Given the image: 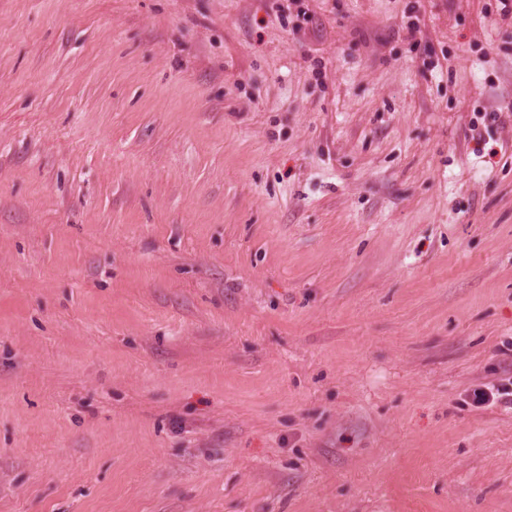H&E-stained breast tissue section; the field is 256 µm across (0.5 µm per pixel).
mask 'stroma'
Masks as SVG:
<instances>
[{"instance_id":"1","label":"stroma","mask_w":512,"mask_h":512,"mask_svg":"<svg viewBox=\"0 0 512 512\" xmlns=\"http://www.w3.org/2000/svg\"><path fill=\"white\" fill-rule=\"evenodd\" d=\"M0 0V512H512L498 0ZM508 383L500 385H479L474 388L469 398L476 406L500 405L512 409V378Z\"/></svg>"}]
</instances>
